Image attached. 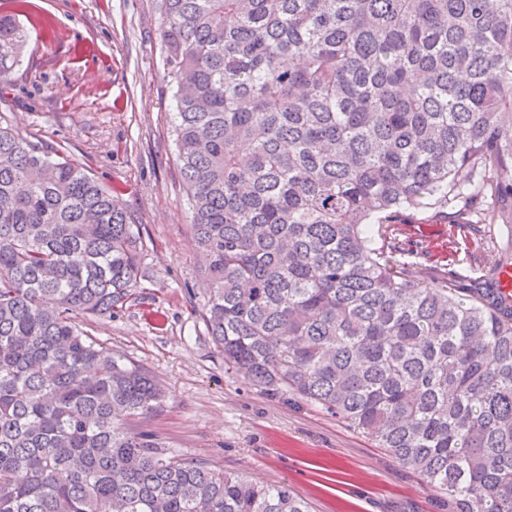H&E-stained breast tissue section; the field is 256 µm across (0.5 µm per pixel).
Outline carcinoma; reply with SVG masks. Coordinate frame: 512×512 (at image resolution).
<instances>
[{"label": "carcinoma", "mask_w": 512, "mask_h": 512, "mask_svg": "<svg viewBox=\"0 0 512 512\" xmlns=\"http://www.w3.org/2000/svg\"><path fill=\"white\" fill-rule=\"evenodd\" d=\"M224 366L336 414L448 497L512 512V304L376 237L430 203L512 224V0H156ZM28 43L0 16V80ZM139 225L0 122V512H310L171 450L165 393L77 316L142 277Z\"/></svg>", "instance_id": "obj_1"}]
</instances>
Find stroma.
Returning <instances> with one entry per match:
<instances>
[{
    "mask_svg": "<svg viewBox=\"0 0 512 512\" xmlns=\"http://www.w3.org/2000/svg\"><path fill=\"white\" fill-rule=\"evenodd\" d=\"M1 13L15 16L29 43L0 82V116L88 170L140 226L141 288L113 316L78 322L164 387L149 429L185 456L288 484L313 512H448L447 498L334 414L225 370L203 319L155 0H30L22 13L0 0ZM490 230L457 228L431 205L398 214L388 242L426 271L480 274L492 261L489 241H507L504 225Z\"/></svg>",
    "mask_w": 512,
    "mask_h": 512,
    "instance_id": "obj_1",
    "label": "stroma"
}]
</instances>
